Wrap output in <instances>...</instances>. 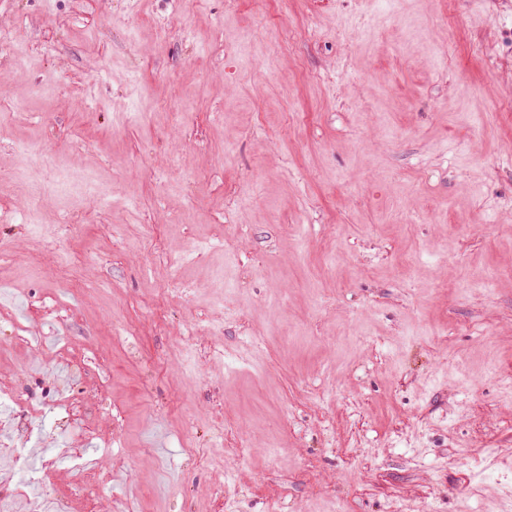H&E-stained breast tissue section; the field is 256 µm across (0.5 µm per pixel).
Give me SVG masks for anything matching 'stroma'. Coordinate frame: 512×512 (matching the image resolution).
I'll use <instances>...</instances> for the list:
<instances>
[{
    "label": "stroma",
    "mask_w": 512,
    "mask_h": 512,
    "mask_svg": "<svg viewBox=\"0 0 512 512\" xmlns=\"http://www.w3.org/2000/svg\"><path fill=\"white\" fill-rule=\"evenodd\" d=\"M0 30V389L44 492L512 512V0H0ZM65 221L95 297L42 259ZM0 401H9L16 405L17 410L13 413V427L21 434L27 435L33 429L32 413L27 410L16 394H2L0 393Z\"/></svg>",
    "instance_id": "1"
}]
</instances>
